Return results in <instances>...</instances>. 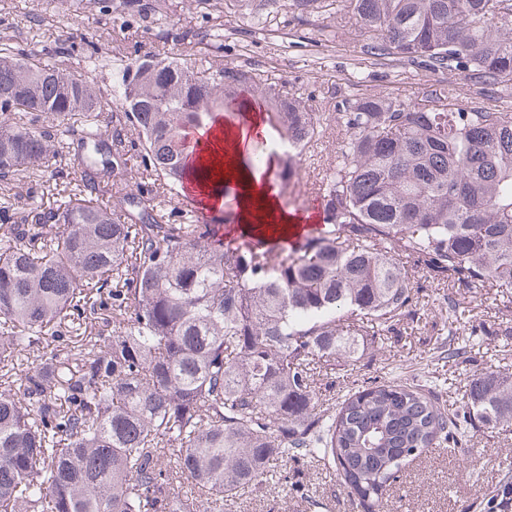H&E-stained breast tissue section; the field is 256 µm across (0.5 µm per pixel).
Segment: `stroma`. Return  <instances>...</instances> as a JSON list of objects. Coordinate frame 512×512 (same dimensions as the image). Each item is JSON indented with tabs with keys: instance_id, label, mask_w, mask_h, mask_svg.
Masks as SVG:
<instances>
[{
	"instance_id": "obj_1",
	"label": "stroma",
	"mask_w": 512,
	"mask_h": 512,
	"mask_svg": "<svg viewBox=\"0 0 512 512\" xmlns=\"http://www.w3.org/2000/svg\"><path fill=\"white\" fill-rule=\"evenodd\" d=\"M71 0H0V23H8L17 43L61 52L70 71L86 74L83 58L91 51L121 45L133 37L139 52L173 48L184 33L182 49H207L225 62L287 81L316 112L357 94H380L415 101L424 84L453 86L460 99L489 109L512 104V88L473 85L457 73L438 72L421 63L390 57L373 60L361 51L356 26L335 11L304 13L295 0H153L158 11L142 16L126 0H95L69 13ZM40 24H33V17ZM446 298L465 309L478 336L468 356L453 370L441 368L439 348L448 330L436 317L433 301ZM419 323L407 322L398 333L371 336L354 367L320 375L317 392L324 406L374 382L445 378L444 398L459 406L470 369L512 373V301L498 290L475 283L424 291ZM512 468V427L475 424L464 452H435L410 460L386 501V512H465L495 488ZM288 481L233 500L224 512H363L329 467L301 460L287 465Z\"/></svg>"
}]
</instances>
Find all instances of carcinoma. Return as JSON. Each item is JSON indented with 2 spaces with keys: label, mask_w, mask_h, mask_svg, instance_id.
<instances>
[{
  "label": "carcinoma",
  "mask_w": 512,
  "mask_h": 512,
  "mask_svg": "<svg viewBox=\"0 0 512 512\" xmlns=\"http://www.w3.org/2000/svg\"><path fill=\"white\" fill-rule=\"evenodd\" d=\"M362 53L422 60L474 85L512 87V0H347ZM119 105L33 46L0 36V182L64 177L67 195L0 224V512H224L325 461L360 502L383 498L409 458L512 425V374L476 371L450 413L432 385L374 382L337 407L315 377L352 362L360 340L414 314L416 278L512 288V110L432 84L418 101L362 95L309 110L287 82L178 50L92 55ZM253 91L281 195L302 154L336 127L334 160L312 181L322 224L288 241L165 209L193 166L191 131L246 121L227 101ZM139 158L137 168L129 165ZM122 174L132 223L93 202ZM457 335L463 312L439 309ZM484 512H512V470Z\"/></svg>",
  "instance_id": "carcinoma-1"
}]
</instances>
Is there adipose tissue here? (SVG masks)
<instances>
[{
  "label": "adipose tissue",
  "instance_id": "obj_1",
  "mask_svg": "<svg viewBox=\"0 0 512 512\" xmlns=\"http://www.w3.org/2000/svg\"><path fill=\"white\" fill-rule=\"evenodd\" d=\"M217 147L226 150L225 179L242 190L237 223L253 224L265 232L275 230L287 235L298 232L304 222L303 217L282 207L276 188L261 170H252L244 165V155L250 150L249 135L241 131L211 135L200 154L201 161H209Z\"/></svg>",
  "mask_w": 512,
  "mask_h": 512
}]
</instances>
